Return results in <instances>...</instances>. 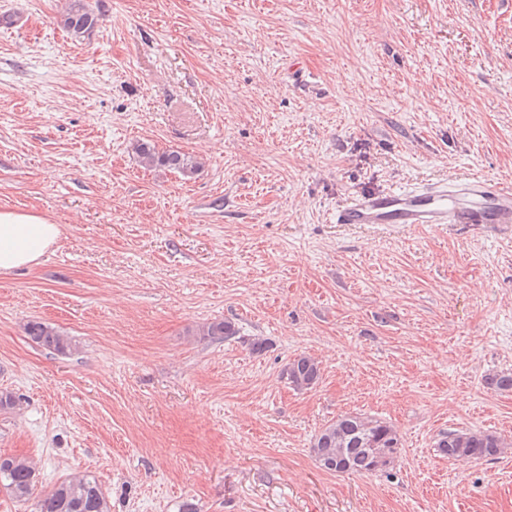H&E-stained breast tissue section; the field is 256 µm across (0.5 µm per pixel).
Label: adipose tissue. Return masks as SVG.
<instances>
[{"label": "adipose tissue", "instance_id": "1", "mask_svg": "<svg viewBox=\"0 0 512 512\" xmlns=\"http://www.w3.org/2000/svg\"><path fill=\"white\" fill-rule=\"evenodd\" d=\"M60 227L49 217L0 207V275L37 266L41 258L55 246Z\"/></svg>", "mask_w": 512, "mask_h": 512}]
</instances>
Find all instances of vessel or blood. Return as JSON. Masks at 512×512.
I'll list each match as a JSON object with an SVG mask.
<instances>
[{"label": "vessel or blood", "instance_id": "b4317fda", "mask_svg": "<svg viewBox=\"0 0 512 512\" xmlns=\"http://www.w3.org/2000/svg\"><path fill=\"white\" fill-rule=\"evenodd\" d=\"M340 224H497L512 226V185L471 176L414 189L354 197L336 212Z\"/></svg>", "mask_w": 512, "mask_h": 512}]
</instances>
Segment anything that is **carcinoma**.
<instances>
[{"mask_svg":"<svg viewBox=\"0 0 512 512\" xmlns=\"http://www.w3.org/2000/svg\"><path fill=\"white\" fill-rule=\"evenodd\" d=\"M99 14L88 0H65L60 24L72 36L83 39L99 23ZM133 150L139 162L148 168H164L184 175L195 173L200 162L179 150L158 151L149 142L138 141ZM237 330L229 320H214L199 328V335L212 340H228ZM26 335L35 344L60 354L71 351V339L51 324L31 321ZM288 383L297 389L314 387L321 377L319 361L300 355L283 372ZM485 384L500 391L512 390V372L494 373ZM401 443L398 430L390 423L362 414L346 413L325 425L311 443V452L319 465L336 473L367 475L383 472L394 465ZM438 451L455 461L495 460L512 448V441L480 430H459L439 439ZM0 484L18 502L29 500L35 491V469L17 456H0ZM37 512H111L105 492L86 475L75 474L63 479L44 493Z\"/></svg>","mask_w":512,"mask_h":512,"instance_id":"1","label":"carcinoma"}]
</instances>
